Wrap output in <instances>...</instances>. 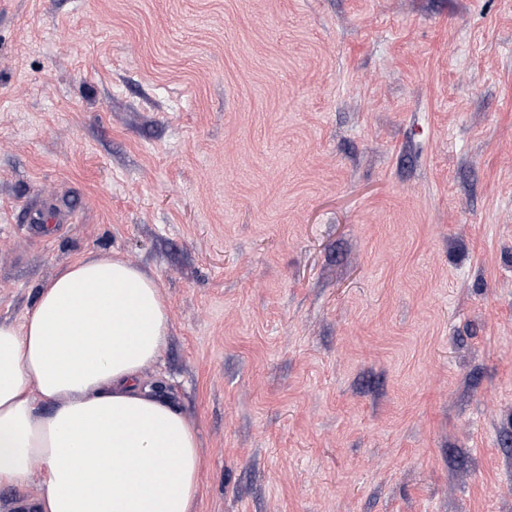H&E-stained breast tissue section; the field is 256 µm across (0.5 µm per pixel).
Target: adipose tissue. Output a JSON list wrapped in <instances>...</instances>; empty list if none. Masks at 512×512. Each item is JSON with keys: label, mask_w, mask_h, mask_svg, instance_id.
I'll return each mask as SVG.
<instances>
[{"label": "adipose tissue", "mask_w": 512, "mask_h": 512, "mask_svg": "<svg viewBox=\"0 0 512 512\" xmlns=\"http://www.w3.org/2000/svg\"><path fill=\"white\" fill-rule=\"evenodd\" d=\"M170 325L154 276L96 255L0 323V486L41 471L35 512H198L197 432L144 381Z\"/></svg>", "instance_id": "ef3b65f1"}]
</instances>
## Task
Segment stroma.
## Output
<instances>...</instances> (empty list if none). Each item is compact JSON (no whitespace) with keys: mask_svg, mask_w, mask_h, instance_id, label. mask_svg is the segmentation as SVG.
<instances>
[{"mask_svg":"<svg viewBox=\"0 0 512 512\" xmlns=\"http://www.w3.org/2000/svg\"><path fill=\"white\" fill-rule=\"evenodd\" d=\"M90 254L198 512H512V0H0V322Z\"/></svg>","mask_w":512,"mask_h":512,"instance_id":"obj_1","label":"stroma"}]
</instances>
